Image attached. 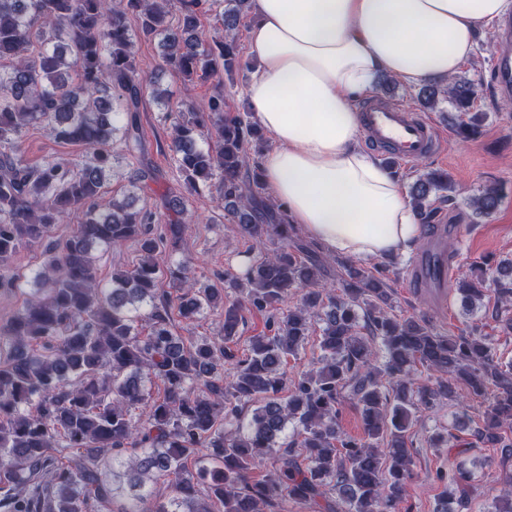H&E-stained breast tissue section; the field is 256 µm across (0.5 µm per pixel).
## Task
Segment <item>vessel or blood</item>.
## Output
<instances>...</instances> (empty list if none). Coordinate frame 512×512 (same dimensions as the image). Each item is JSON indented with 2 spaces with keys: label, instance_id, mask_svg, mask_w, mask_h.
Listing matches in <instances>:
<instances>
[{
  "label": "vessel or blood",
  "instance_id": "1",
  "mask_svg": "<svg viewBox=\"0 0 512 512\" xmlns=\"http://www.w3.org/2000/svg\"><path fill=\"white\" fill-rule=\"evenodd\" d=\"M504 48L491 74L494 89L512 93V22L502 32ZM361 125L368 144L382 156L400 162L419 160L435 154L441 139L432 122L414 110L383 99H373L360 110ZM448 228L437 225L430 243L413 266L418 287L442 296L448 286V255L445 249Z\"/></svg>",
  "mask_w": 512,
  "mask_h": 512
}]
</instances>
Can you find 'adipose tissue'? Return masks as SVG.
Masks as SVG:
<instances>
[{
  "label": "adipose tissue",
  "mask_w": 512,
  "mask_h": 512,
  "mask_svg": "<svg viewBox=\"0 0 512 512\" xmlns=\"http://www.w3.org/2000/svg\"><path fill=\"white\" fill-rule=\"evenodd\" d=\"M252 12L260 66L245 94L276 142L262 159L274 195L331 253H408L418 218L360 147L354 104L382 73L409 85L448 80L512 0H252Z\"/></svg>",
  "instance_id": "obj_1"
}]
</instances>
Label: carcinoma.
I'll return each mask as SVG.
<instances>
[{
    "mask_svg": "<svg viewBox=\"0 0 512 512\" xmlns=\"http://www.w3.org/2000/svg\"><path fill=\"white\" fill-rule=\"evenodd\" d=\"M251 2L177 0L174 24L171 0H0V62H10L0 67V292L20 290L26 278L11 266L16 252L45 245L31 272L35 293L0 326V512H267L288 500L322 501L325 512H409L401 507L413 467L408 431L461 385L488 401L478 438L512 456V362L496 358L491 339L475 329L447 336L385 310L390 295L379 271L345 266L339 295L322 285V264L288 245L295 233L288 211L269 198L259 165H250L264 144L261 130L227 112L223 94L174 117L171 151L188 194L216 186L218 206L243 235L258 246L283 243L244 279H231L247 304L224 300L222 287L199 286L184 261L159 266L160 248L180 249L181 222L157 234L161 218L135 207L133 194L105 197L115 123L125 151L139 152L142 94L166 96L135 60L128 17L139 19L143 37L160 38L163 64L182 78H230L240 64L235 30ZM215 9L224 37L206 44L200 17ZM114 91L124 100L120 112ZM475 95L474 83L458 78L422 87L418 101L429 110L450 104L461 116L457 129L469 134ZM44 122L58 141L94 148L92 156L25 164L22 132ZM446 185L432 171L412 186L420 219L430 192ZM498 203L491 187L472 200L480 217ZM75 209L81 223L51 242L53 226ZM132 239L140 262L101 287L93 251ZM165 279L181 290L175 304L160 288ZM290 292L296 304L275 313ZM490 292L497 309L512 303V260L476 263L459 281L469 313ZM217 305L221 337L173 331V312L192 321ZM246 310L270 313L268 333L240 354L234 345ZM314 320L316 366L285 395L283 365L304 348ZM420 367L436 374L432 384L415 385ZM157 383L163 391L155 396ZM347 395L361 409L358 439L338 425ZM254 400L261 406L248 425L224 430ZM263 459L272 470L250 479ZM160 478L170 488L164 497L151 487ZM473 489L461 461L435 512H453L449 502Z\"/></svg>",
    "mask_w": 512,
    "mask_h": 512,
    "instance_id": "obj_1",
    "label": "carcinoma"
}]
</instances>
